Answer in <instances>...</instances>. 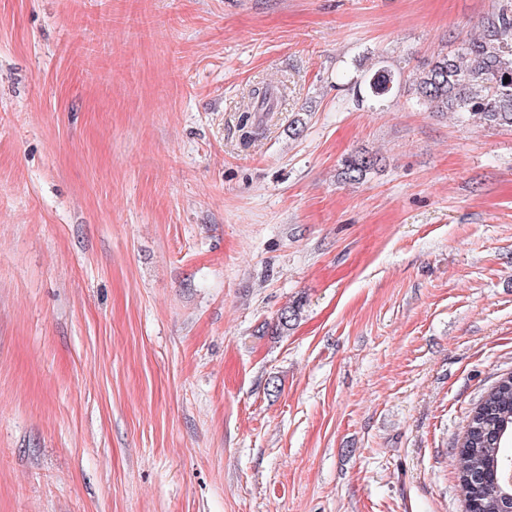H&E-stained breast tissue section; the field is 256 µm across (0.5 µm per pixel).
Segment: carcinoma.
<instances>
[{
	"label": "carcinoma",
	"mask_w": 512,
	"mask_h": 512,
	"mask_svg": "<svg viewBox=\"0 0 512 512\" xmlns=\"http://www.w3.org/2000/svg\"><path fill=\"white\" fill-rule=\"evenodd\" d=\"M509 82H504V79ZM389 71L365 80L374 101L392 92ZM416 102L438 112L459 114L479 125L512 128V0L486 18L477 38L441 50L411 77ZM375 155L343 162L340 177L358 183L378 166ZM301 314L293 304L280 310L276 329L285 331ZM512 442V374L501 377L471 412L454 457L465 512H512V486L500 478V459Z\"/></svg>",
	"instance_id": "1"
}]
</instances>
